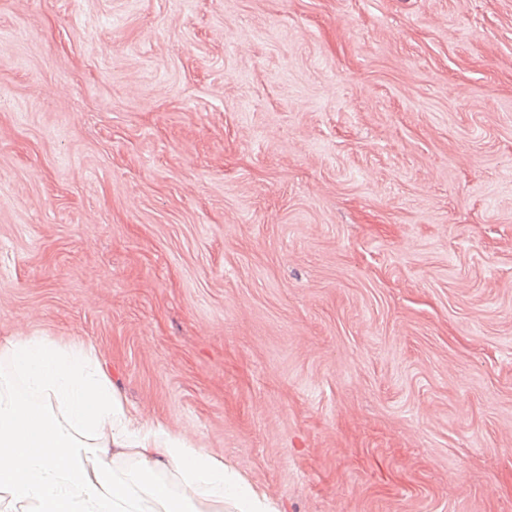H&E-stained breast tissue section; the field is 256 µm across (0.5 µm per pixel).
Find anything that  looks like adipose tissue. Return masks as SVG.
<instances>
[{"label": "adipose tissue", "mask_w": 512, "mask_h": 512, "mask_svg": "<svg viewBox=\"0 0 512 512\" xmlns=\"http://www.w3.org/2000/svg\"><path fill=\"white\" fill-rule=\"evenodd\" d=\"M0 364V512H279L222 459L142 424L92 346L16 336Z\"/></svg>", "instance_id": "ef3b65f1"}]
</instances>
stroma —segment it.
Listing matches in <instances>:
<instances>
[{
	"label": "stroma",
	"mask_w": 512,
	"mask_h": 512,
	"mask_svg": "<svg viewBox=\"0 0 512 512\" xmlns=\"http://www.w3.org/2000/svg\"><path fill=\"white\" fill-rule=\"evenodd\" d=\"M282 512H512V0H0V342Z\"/></svg>",
	"instance_id": "35a3bbf8"
}]
</instances>
